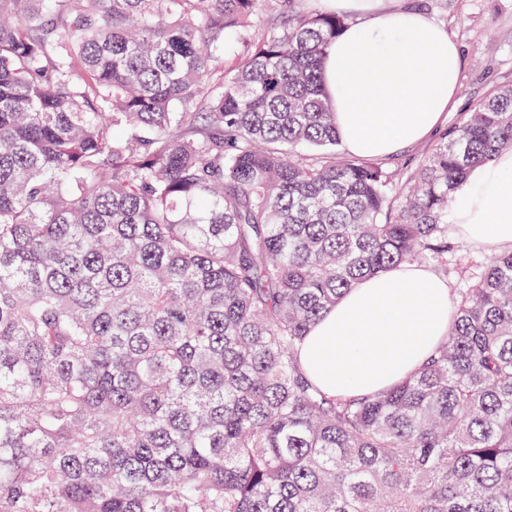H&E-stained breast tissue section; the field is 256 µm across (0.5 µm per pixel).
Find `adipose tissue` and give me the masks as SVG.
I'll return each instance as SVG.
<instances>
[{
    "label": "adipose tissue",
    "instance_id": "1",
    "mask_svg": "<svg viewBox=\"0 0 512 512\" xmlns=\"http://www.w3.org/2000/svg\"><path fill=\"white\" fill-rule=\"evenodd\" d=\"M322 2L326 11L355 15L323 64L343 147L387 156L434 135L457 94L459 50L445 30L420 12L370 0ZM450 213L465 242L512 249V150L460 183ZM453 311L446 280L402 264L347 292L311 328L300 362L330 395H370L423 366Z\"/></svg>",
    "mask_w": 512,
    "mask_h": 512
}]
</instances>
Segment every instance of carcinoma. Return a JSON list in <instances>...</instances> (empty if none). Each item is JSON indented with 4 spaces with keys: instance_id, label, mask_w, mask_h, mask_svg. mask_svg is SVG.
Listing matches in <instances>:
<instances>
[{
    "instance_id": "cac0c4a2",
    "label": "carcinoma",
    "mask_w": 512,
    "mask_h": 512,
    "mask_svg": "<svg viewBox=\"0 0 512 512\" xmlns=\"http://www.w3.org/2000/svg\"><path fill=\"white\" fill-rule=\"evenodd\" d=\"M347 22L0 0V512H512V251L390 389L300 366L348 290L446 262L453 191L512 149L507 86L392 199L339 152L321 74Z\"/></svg>"
}]
</instances>
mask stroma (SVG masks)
<instances>
[{
    "mask_svg": "<svg viewBox=\"0 0 512 512\" xmlns=\"http://www.w3.org/2000/svg\"><path fill=\"white\" fill-rule=\"evenodd\" d=\"M398 6L422 11L443 25L460 48L457 100L448 114L456 122L471 105L512 86V0H397ZM489 251L460 243L448 257L444 278L453 293L468 287L473 273L489 261Z\"/></svg>",
    "mask_w": 512,
    "mask_h": 512,
    "instance_id": "35a3bbf8",
    "label": "stroma"
}]
</instances>
